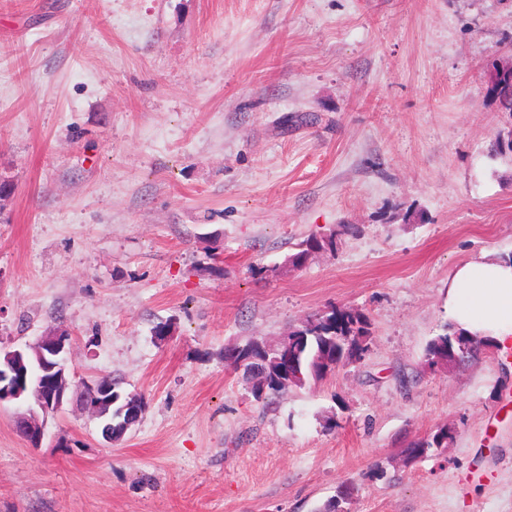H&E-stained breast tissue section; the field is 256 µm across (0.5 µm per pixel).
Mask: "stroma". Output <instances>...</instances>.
<instances>
[{"label": "stroma", "mask_w": 512, "mask_h": 512, "mask_svg": "<svg viewBox=\"0 0 512 512\" xmlns=\"http://www.w3.org/2000/svg\"><path fill=\"white\" fill-rule=\"evenodd\" d=\"M510 60L512 0H0V350L67 330L72 383L145 402L38 448L0 406V512H512V358L426 356L453 269L512 253ZM333 307L371 333L323 380L224 359ZM490 82L493 88L489 90L491 96L497 103L498 111L512 115V72L502 74L498 71L497 75H490ZM242 348L247 353L248 356H251L252 358H254V359L257 358V359H255L254 361L244 363L242 366H239L236 361L234 363H230L231 366H233L235 369L243 367L244 373L249 374L252 377H253V375L257 376V377H259L261 375V374L255 375L254 371H255V367L259 366V368H261V366H262V368L264 369L263 373L265 372L266 379L269 380V382L266 386V392H269L274 395H276V394L280 395V394H284V393L288 392V389L290 387H292V385H289V384L284 385L282 382H278L274 377L275 372H274L273 367L260 361V359H262V356H261L262 354L259 351L258 341H251ZM249 352H252V354L250 355ZM266 392H265V394H266Z\"/></svg>", "instance_id": "35a3bbf8"}]
</instances>
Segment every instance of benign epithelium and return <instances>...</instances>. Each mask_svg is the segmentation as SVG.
<instances>
[{"instance_id":"benign-epithelium-1","label":"benign epithelium","mask_w":512,"mask_h":512,"mask_svg":"<svg viewBox=\"0 0 512 512\" xmlns=\"http://www.w3.org/2000/svg\"><path fill=\"white\" fill-rule=\"evenodd\" d=\"M69 333L57 330L39 340L30 350H13L0 354V404L4 402H28L24 413L16 416L24 431V440L32 448L43 443L45 430L40 417L59 412L71 400L72 392L67 367L62 358ZM271 363L276 367L279 379L297 381L292 372V356L288 348L275 351ZM79 402L91 416L103 419L112 416L110 385L91 382L78 389Z\"/></svg>"}]
</instances>
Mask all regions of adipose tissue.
<instances>
[{"mask_svg":"<svg viewBox=\"0 0 512 512\" xmlns=\"http://www.w3.org/2000/svg\"><path fill=\"white\" fill-rule=\"evenodd\" d=\"M448 320L453 328L512 350V256L481 253L448 279Z\"/></svg>","mask_w":512,"mask_h":512,"instance_id":"ef3b65f1","label":"adipose tissue"}]
</instances>
